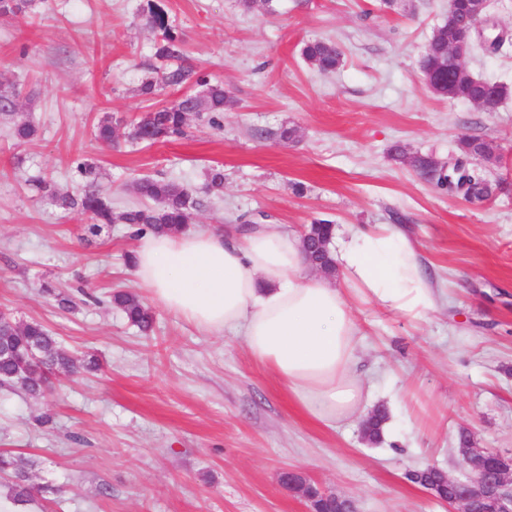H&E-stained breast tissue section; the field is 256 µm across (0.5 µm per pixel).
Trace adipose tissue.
I'll use <instances>...</instances> for the list:
<instances>
[{"label": "adipose tissue", "mask_w": 512, "mask_h": 512, "mask_svg": "<svg viewBox=\"0 0 512 512\" xmlns=\"http://www.w3.org/2000/svg\"><path fill=\"white\" fill-rule=\"evenodd\" d=\"M331 249L337 275L329 280L306 276L291 230L256 227L240 242L222 232L149 233L134 272L154 302L201 331L239 333L295 406L330 425L359 415L368 397L355 371L353 302L418 322L438 300L416 248L395 228L338 231Z\"/></svg>", "instance_id": "ef3b65f1"}]
</instances>
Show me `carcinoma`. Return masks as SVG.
<instances>
[{
	"label": "carcinoma",
	"instance_id": "carcinoma-1",
	"mask_svg": "<svg viewBox=\"0 0 512 512\" xmlns=\"http://www.w3.org/2000/svg\"><path fill=\"white\" fill-rule=\"evenodd\" d=\"M472 11V0H450L448 20L437 29L428 41V54L425 63L434 66L446 54L450 41L461 35L459 20ZM145 21L151 29L159 33L155 56L171 62L162 74L163 82L168 86H182L194 83L206 87V99L200 101L192 95H184L148 113L137 122L131 131L132 139L154 144L164 142L185 134L189 116L199 112H211L210 120L224 111L229 97L223 85L212 84L207 77L185 63L182 51V37L170 24L163 0H147ZM303 58L322 72L336 70L342 62V53L336 43L315 39L304 44L301 50ZM451 92L448 98L466 102H476L485 97L480 78L468 68H458L449 73ZM461 154L477 161L478 168L470 171L468 187L461 189L460 181L455 179L445 183L440 177L431 176L425 170L432 166V159L418 157L414 160L416 171L450 193H463L474 203L489 201L494 197L492 191L496 185H487L488 166L500 162L498 148L485 140L466 136L459 142ZM76 172L84 182L83 192L77 198L73 196L57 197L50 183L41 181L39 188L44 194L58 198L61 206L77 210L87 216L90 224L86 232L99 236L116 223L126 224L134 229V235L146 232L155 234L181 231L192 223L196 202L190 200L186 190L179 184L164 180L143 178L132 184L135 194L152 202L150 206L133 207L121 213L112 211L110 200L97 188L98 171L96 166L78 162ZM112 305L119 309L128 322L142 332L152 330L154 316L151 310L136 294L117 291L111 295ZM80 368L75 360L39 322L17 323L11 316H0V385L20 384L31 397L44 394L49 385L50 376L57 370L76 371ZM0 469L11 474L8 487L13 502L23 504L41 491L31 482L29 463L26 459L0 453Z\"/></svg>",
	"mask_w": 512,
	"mask_h": 512
}]
</instances>
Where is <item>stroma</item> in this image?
Here are the masks:
<instances>
[{
    "label": "stroma",
    "instance_id": "stroma-1",
    "mask_svg": "<svg viewBox=\"0 0 512 512\" xmlns=\"http://www.w3.org/2000/svg\"><path fill=\"white\" fill-rule=\"evenodd\" d=\"M146 4L33 0L0 16V87L21 94L19 113H0V311L42 323L75 360L97 364L56 372L43 398L0 388V451L30 460L42 488L29 512H312L282 487L289 469L349 497L355 512H448L409 471L462 477L464 431L474 447L512 454V44L466 60L509 89L484 112L422 77L448 0L387 11L375 0H272L250 12L238 0H164L188 62L231 102L217 122L190 115L185 137L149 145L131 139L133 124L195 87L140 94L163 68ZM315 39L341 49L336 71L303 59ZM21 117L33 140L13 137ZM106 118L108 146L95 137ZM283 127L293 140H279ZM464 135L499 148L492 201L439 190L412 165L455 161ZM79 160L96 164L117 213L139 205L134 180L179 183L197 203L196 231L301 232L319 219L399 228L441 295L420 323L353 305L365 408L388 412L381 442L366 443L362 418L325 425L301 414L242 337L208 334L158 305L150 335L130 325L109 295L141 293L125 263L139 238L122 224L89 235L86 217L35 187L77 195ZM213 167L224 171L219 194L206 180ZM60 292L72 307L59 306Z\"/></svg>",
    "mask_w": 512,
    "mask_h": 512
}]
</instances>
